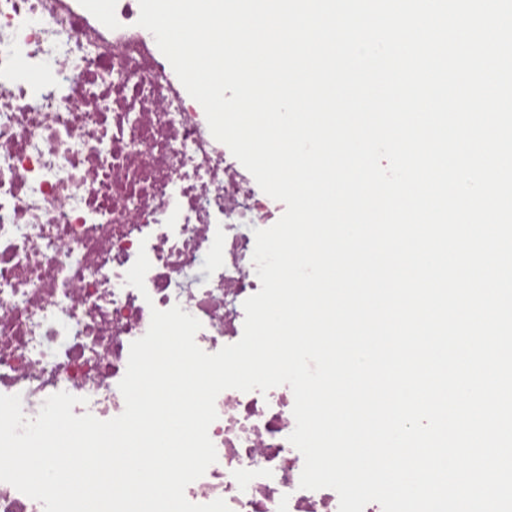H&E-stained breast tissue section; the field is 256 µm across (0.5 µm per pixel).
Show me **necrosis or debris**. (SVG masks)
<instances>
[{
    "label": "necrosis or debris",
    "mask_w": 512,
    "mask_h": 512,
    "mask_svg": "<svg viewBox=\"0 0 512 512\" xmlns=\"http://www.w3.org/2000/svg\"><path fill=\"white\" fill-rule=\"evenodd\" d=\"M138 7L112 0L102 21L82 0H0V395L20 396L29 418L61 391L80 397L74 415H120L152 309L196 317L205 352L239 341L261 287L254 232L283 207L213 137ZM142 251L140 291L126 273ZM293 406L286 385L222 391L208 430L217 460L186 498L338 512L334 490L299 486Z\"/></svg>",
    "instance_id": "obj_1"
}]
</instances>
